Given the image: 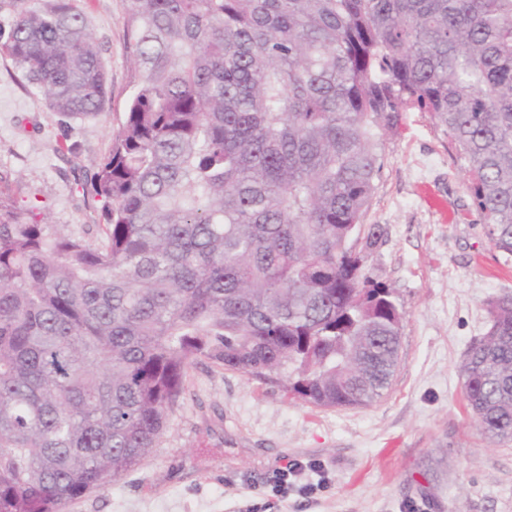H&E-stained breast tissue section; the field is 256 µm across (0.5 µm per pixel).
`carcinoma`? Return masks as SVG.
Instances as JSON below:
<instances>
[{"mask_svg": "<svg viewBox=\"0 0 512 512\" xmlns=\"http://www.w3.org/2000/svg\"><path fill=\"white\" fill-rule=\"evenodd\" d=\"M0 54L54 112L109 102L75 0H0ZM124 119L90 242L0 198V512H63L148 455L204 357L318 407L370 404L403 314L363 270L382 145L426 112L512 257V0H122ZM462 392L512 441V295Z\"/></svg>", "mask_w": 512, "mask_h": 512, "instance_id": "1", "label": "carcinoma"}]
</instances>
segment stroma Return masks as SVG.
I'll return each mask as SVG.
<instances>
[{
  "label": "stroma",
  "mask_w": 512,
  "mask_h": 512,
  "mask_svg": "<svg viewBox=\"0 0 512 512\" xmlns=\"http://www.w3.org/2000/svg\"><path fill=\"white\" fill-rule=\"evenodd\" d=\"M122 0H77L108 73L105 118L69 120L0 55V191L43 221L96 239L101 204L84 185L111 146L133 76ZM432 187L447 214L422 196ZM365 223L383 238L365 272L403 313L394 372L367 406L319 408L282 384L204 359L150 455L66 512H512V441L489 444L462 394L460 367L487 328L489 299L512 294V260L485 234L459 161L427 113H403ZM324 466L316 499L268 496L287 462Z\"/></svg>",
  "instance_id": "stroma-1"
}]
</instances>
